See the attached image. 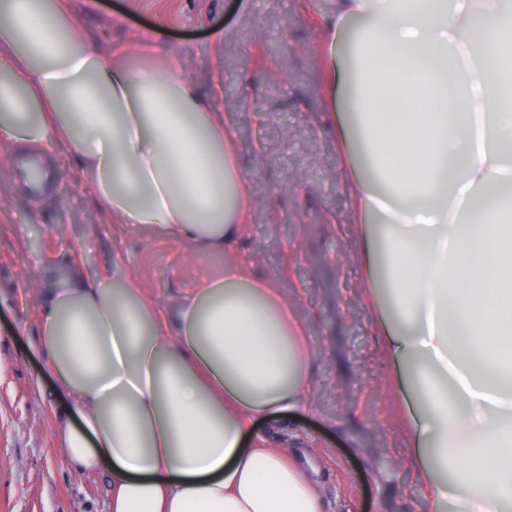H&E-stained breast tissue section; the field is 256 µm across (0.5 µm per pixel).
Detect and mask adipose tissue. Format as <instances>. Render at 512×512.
Returning a JSON list of instances; mask_svg holds the SVG:
<instances>
[{"mask_svg":"<svg viewBox=\"0 0 512 512\" xmlns=\"http://www.w3.org/2000/svg\"><path fill=\"white\" fill-rule=\"evenodd\" d=\"M501 2L336 0L319 48L430 512H512V210L461 220L512 183ZM0 141L76 156L113 223L224 257L164 306L119 258L106 279L39 274L33 345L66 405L69 469L106 470L109 512H321L295 458L246 445L258 421L308 407L315 354L276 282L235 255L248 202L216 97L162 42L102 49L72 0H0Z\"/></svg>","mask_w":512,"mask_h":512,"instance_id":"adipose-tissue-1","label":"adipose tissue"}]
</instances>
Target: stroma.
<instances>
[{"label":"stroma","instance_id":"1","mask_svg":"<svg viewBox=\"0 0 512 512\" xmlns=\"http://www.w3.org/2000/svg\"><path fill=\"white\" fill-rule=\"evenodd\" d=\"M75 4L101 46L161 40L181 55L200 91H219L249 203L238 250L276 279L315 351L309 408L261 421L256 446L297 456L324 512H427L353 255L346 159L326 117L317 46L333 0ZM31 152L57 173L37 206L12 167ZM118 257L158 305L224 265L223 256L112 223L76 158L0 143V512H107L105 474L78 475L64 461L56 437L64 403L32 337L39 269L77 263L96 277Z\"/></svg>","mask_w":512,"mask_h":512}]
</instances>
